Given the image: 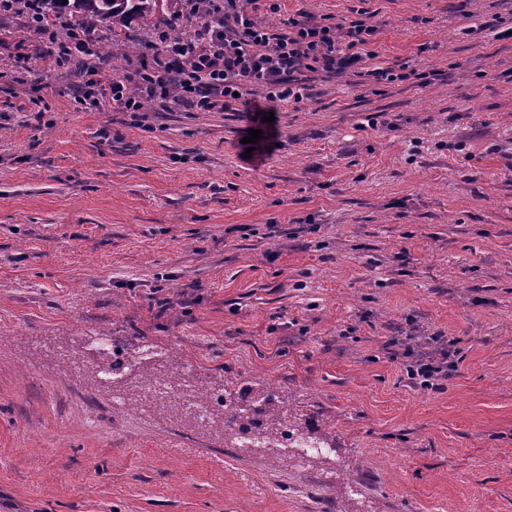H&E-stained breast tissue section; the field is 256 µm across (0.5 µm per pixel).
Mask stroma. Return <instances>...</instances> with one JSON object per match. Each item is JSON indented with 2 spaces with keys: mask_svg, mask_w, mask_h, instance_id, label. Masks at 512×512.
<instances>
[{
  "mask_svg": "<svg viewBox=\"0 0 512 512\" xmlns=\"http://www.w3.org/2000/svg\"><path fill=\"white\" fill-rule=\"evenodd\" d=\"M371 16L382 64L308 99L149 112L37 60L0 13V512H512V0H250ZM261 132L254 148L244 137ZM110 333L201 385H265L336 446L232 454L220 426L115 410L61 371ZM461 348L440 389L393 336Z\"/></svg>",
  "mask_w": 512,
  "mask_h": 512,
  "instance_id": "obj_1",
  "label": "stroma"
}]
</instances>
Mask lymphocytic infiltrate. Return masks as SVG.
<instances>
[{"label": "lymphocytic infiltrate", "mask_w": 512, "mask_h": 512, "mask_svg": "<svg viewBox=\"0 0 512 512\" xmlns=\"http://www.w3.org/2000/svg\"><path fill=\"white\" fill-rule=\"evenodd\" d=\"M215 7L224 15L222 24L198 27L180 47L167 42L140 68L109 81L113 102L135 117L146 97L164 110L227 112L241 103L247 87L264 89L268 100L298 104L309 96L312 74L342 75L360 64L376 82L397 79L392 67L378 63L371 47L375 28L364 20L351 21L342 32L295 19L276 29L255 22L239 0H216ZM458 353L456 341H447L438 353L407 365V374L438 388Z\"/></svg>", "instance_id": "f902f5d3"}]
</instances>
